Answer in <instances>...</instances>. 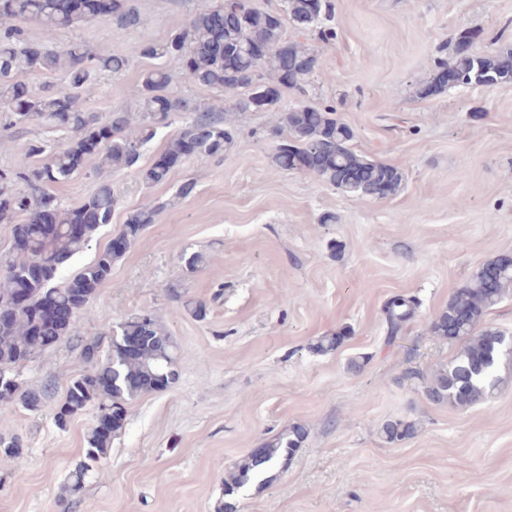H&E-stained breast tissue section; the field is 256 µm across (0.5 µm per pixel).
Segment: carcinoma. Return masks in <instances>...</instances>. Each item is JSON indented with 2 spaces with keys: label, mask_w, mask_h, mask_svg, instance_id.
<instances>
[{
  "label": "carcinoma",
  "mask_w": 512,
  "mask_h": 512,
  "mask_svg": "<svg viewBox=\"0 0 512 512\" xmlns=\"http://www.w3.org/2000/svg\"><path fill=\"white\" fill-rule=\"evenodd\" d=\"M283 14L272 19L271 11L261 10L239 0H200L187 25L162 44L140 42L131 55L162 58L190 55L187 76L201 91L238 95L240 112L282 113L289 130L272 156L275 167L284 171L307 170L322 182L348 194L379 199L397 194L403 172L387 163L370 159L353 149V130L336 117V109L298 104L281 105L285 88L305 94V85L318 66L314 49L306 42L286 40L287 28L297 34L315 33L329 42L336 37L326 25L335 11L333 0H323L318 18L308 14V0H284ZM19 18L39 23V40L15 24ZM96 20L88 0H67L64 12L57 11L55 0H0V118L8 124L44 120L72 133L60 148L49 154L40 140H31L17 164L0 169V225L10 227L11 245L0 252V373H11L16 366L42 353L67 337L72 325L42 313L43 300L55 294L71 307L76 316H90L91 302L112 274L113 265L124 253L106 247L94 261L59 288L55 285L68 262L87 248L99 229L112 222L122 199L109 184L76 208L64 206L54 187L80 174L86 165L98 161L97 171H114L138 165L141 149L161 127L169 124L171 113L180 108V99L170 90L168 73L155 68L144 73L141 84V115L133 119L125 112H114L106 120L86 113L80 104L81 93L91 75L118 72L129 62L126 56L97 54L81 41L62 47L53 45L61 29L75 28ZM106 20L123 28L140 25L139 14L128 0H110ZM255 40L266 42L272 50L261 61L248 54ZM288 41V52L275 50ZM55 71L64 82L57 88H36L18 79L23 73ZM512 83V48L494 53H478L455 45L451 59H440L428 81L419 85L421 98L442 94L448 89L465 90ZM231 130L224 124L223 109L214 106L199 113L190 125L174 136L151 166L141 171L144 183L169 180L171 162L190 154L197 158L224 155L232 144ZM44 157L35 165L32 159ZM168 206L127 214L122 233L130 243L157 213ZM498 270L496 284L486 287L485 271ZM29 288V302L23 310L14 302V288ZM512 292V257H497L479 268L449 300L447 307L431 323V331L450 342L461 344L458 355L431 374L409 369L405 378L422 389L434 404L468 407L489 398L501 382V366L512 363L505 353L504 334L481 327L485 315ZM418 300L395 294L382 308L388 341H393L417 314ZM134 338L137 350L127 353V341ZM178 346L153 316H134L112 328L107 351L99 342L83 345L88 369L74 378L54 415V423L67 427L71 418L89 406L102 410L120 408L106 429L92 427L87 435L84 461L71 474L70 490H77L88 472L105 459L112 440L125 426V408L141 395L166 389L178 378ZM49 394L23 387L19 381L0 380V401L16 402L36 411ZM388 444H400L417 433L412 421L388 420L379 429ZM305 436L300 426L265 443L259 454L250 453L224 478V497L228 501L218 512H234L230 499L265 474L288 465ZM23 450L16 434H0V467L8 466Z\"/></svg>",
  "instance_id": "cac0c4a2"
}]
</instances>
